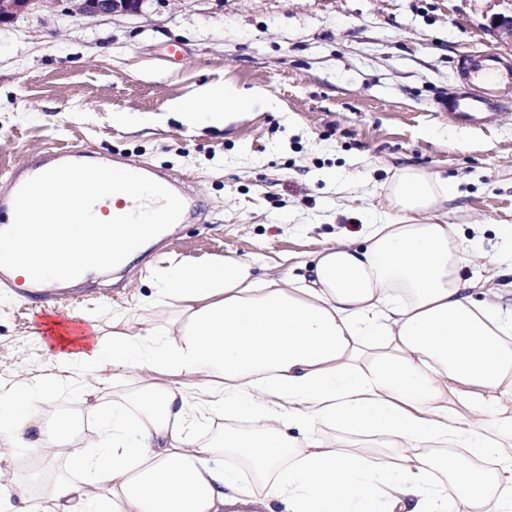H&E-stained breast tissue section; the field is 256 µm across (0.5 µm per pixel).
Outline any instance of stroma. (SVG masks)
Returning <instances> with one entry per match:
<instances>
[{
    "label": "stroma",
    "mask_w": 512,
    "mask_h": 512,
    "mask_svg": "<svg viewBox=\"0 0 512 512\" xmlns=\"http://www.w3.org/2000/svg\"><path fill=\"white\" fill-rule=\"evenodd\" d=\"M68 0L0 29V176L51 148L94 163L127 158L197 202L126 267L81 284L71 322L166 321L144 298L176 261L233 255L265 279L306 275L324 246L356 240L367 218H399L397 168L448 179L464 277L485 275L496 229L512 225V116L458 136L436 102L462 87L457 61L494 50L484 24L512 0H148L137 16H73ZM207 82L261 87L272 107L222 128L171 106ZM125 113L126 126L114 124ZM47 318L0 288V384L48 374Z\"/></svg>",
    "instance_id": "35a3bbf8"
}]
</instances>
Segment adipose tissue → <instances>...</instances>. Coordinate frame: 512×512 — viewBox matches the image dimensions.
I'll return each instance as SVG.
<instances>
[{
  "instance_id": "obj_1",
  "label": "adipose tissue",
  "mask_w": 512,
  "mask_h": 512,
  "mask_svg": "<svg viewBox=\"0 0 512 512\" xmlns=\"http://www.w3.org/2000/svg\"><path fill=\"white\" fill-rule=\"evenodd\" d=\"M269 107L265 89L209 83L173 109L224 126ZM450 191L399 168L400 220L322 248L308 275L262 280L232 256L176 263L149 301L173 308L165 327L116 318L107 346L56 336L53 375L0 384V512H230L257 486L284 512H376L383 486L397 489L386 512H512V316L476 299L457 226L431 218ZM58 388L79 394L94 438L48 412ZM325 425L379 442L361 449ZM432 445L499 469L431 482Z\"/></svg>"
}]
</instances>
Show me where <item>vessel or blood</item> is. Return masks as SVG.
<instances>
[{"label":"vessel or blood","instance_id":"vessel-or-blood-1","mask_svg":"<svg viewBox=\"0 0 512 512\" xmlns=\"http://www.w3.org/2000/svg\"><path fill=\"white\" fill-rule=\"evenodd\" d=\"M462 68L471 88L443 99L442 108L452 115L459 127L484 126L492 111L501 105V87L512 85V65L503 62L495 53L482 50L463 58ZM84 157V152L78 148H62L39 158L24 170L12 173L9 193H0V230L11 226L15 194L27 180L66 162H83ZM33 296L41 308L49 311H62L67 306L63 293L51 286L35 290Z\"/></svg>","mask_w":512,"mask_h":512}]
</instances>
